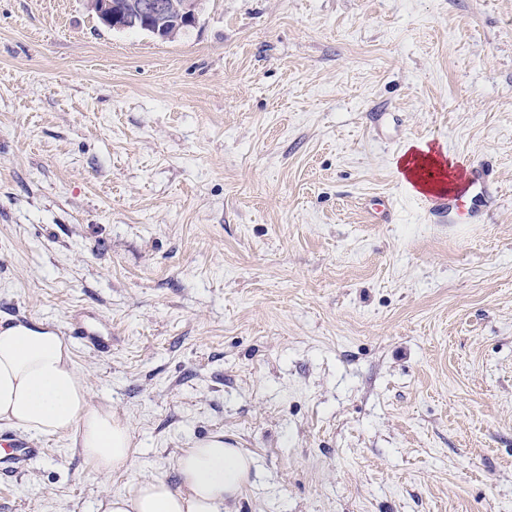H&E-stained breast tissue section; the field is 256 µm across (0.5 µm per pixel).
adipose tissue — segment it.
I'll list each match as a JSON object with an SVG mask.
<instances>
[{
	"label": "adipose tissue",
	"instance_id": "obj_1",
	"mask_svg": "<svg viewBox=\"0 0 512 512\" xmlns=\"http://www.w3.org/2000/svg\"><path fill=\"white\" fill-rule=\"evenodd\" d=\"M396 166L408 179L423 169L458 179L453 162L423 144L410 146ZM89 390L70 347L39 322L0 323V420L36 434L75 431L85 459L103 474L128 469L133 438L128 419L89 403ZM252 458L223 433L195 442L179 458V483L139 480L134 489L101 500L97 512H224L248 482Z\"/></svg>",
	"mask_w": 512,
	"mask_h": 512
}]
</instances>
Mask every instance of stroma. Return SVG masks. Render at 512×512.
Returning a JSON list of instances; mask_svg holds the SVG:
<instances>
[{"label": "stroma", "instance_id": "1", "mask_svg": "<svg viewBox=\"0 0 512 512\" xmlns=\"http://www.w3.org/2000/svg\"><path fill=\"white\" fill-rule=\"evenodd\" d=\"M413 144L488 168L475 220L406 187ZM77 313L134 462L42 435L0 512L177 483L217 432L232 512H512V0H204L172 42L0 0V321ZM71 339L100 352L112 351V331L109 328H100L92 321L85 319L75 320L66 330Z\"/></svg>", "mask_w": 512, "mask_h": 512}]
</instances>
